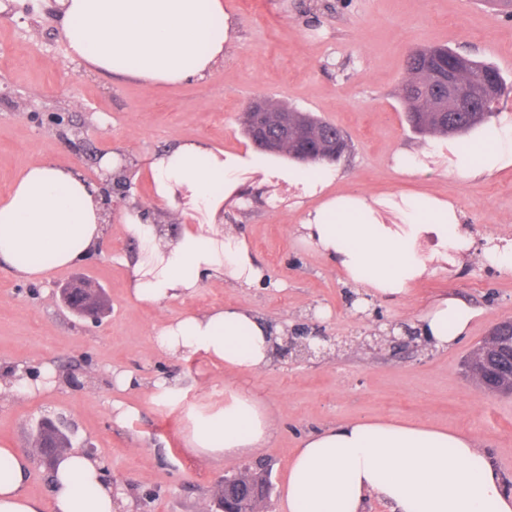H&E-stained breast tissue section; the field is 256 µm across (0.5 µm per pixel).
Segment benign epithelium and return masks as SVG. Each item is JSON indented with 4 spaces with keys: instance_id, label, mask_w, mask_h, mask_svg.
Returning a JSON list of instances; mask_svg holds the SVG:
<instances>
[{
    "instance_id": "1",
    "label": "benign epithelium",
    "mask_w": 512,
    "mask_h": 512,
    "mask_svg": "<svg viewBox=\"0 0 512 512\" xmlns=\"http://www.w3.org/2000/svg\"><path fill=\"white\" fill-rule=\"evenodd\" d=\"M446 54L443 62L434 69L436 80L430 81L434 92L448 98V110L459 112L475 111L472 98L462 91V81L454 72ZM244 115L252 125L255 144L274 153H289L297 160L306 162L313 151L300 149L292 145V140L300 133L294 128L295 118L288 112L273 107L266 99L254 97L244 107ZM63 303L80 317L96 320L104 311L103 289L90 281L80 278L61 292ZM328 337L317 328H295L285 336L278 347L279 354L285 356L294 350L308 357L324 353L323 343ZM512 362V318L495 324L488 336L479 344L466 360V370L473 381L484 392L491 395H512V368L506 362ZM34 447L41 459L53 464L56 458L71 446V436L55 421L45 418L40 421L36 432ZM270 476L261 473V478L253 477L243 481L238 477L222 480L218 485L214 507L216 512H257L260 502L268 498Z\"/></svg>"
}]
</instances>
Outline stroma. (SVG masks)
<instances>
[{"mask_svg": "<svg viewBox=\"0 0 512 512\" xmlns=\"http://www.w3.org/2000/svg\"><path fill=\"white\" fill-rule=\"evenodd\" d=\"M237 20L223 65L204 82L148 87L90 71L72 60L60 34L56 0H0V200L21 169L35 161L74 165L90 181L103 154L143 164L154 151L202 138L223 148L247 145L239 117L246 101L263 97L335 124L352 148L338 161V188L366 194L431 191L453 198L476 240L512 238V168L487 179L433 173L407 176L391 162L401 148L418 150L429 137L404 120L400 90L406 55L414 47L444 45L494 64L512 84V18L478 0H226ZM106 241L88 262L50 272L40 282L17 279L0 260V373L25 367L54 386L33 395H0V445L30 447L38 422L62 417L73 447L103 464V477L120 487L119 512H205L217 482L263 468L272 489L266 512H287L280 487L301 439L345 420L390 419L448 428L472 436L512 487V396H491L465 373L469 354L500 320L512 318V274L477 260L456 274L442 271L417 284L409 297L371 300L356 313L335 267L299 242L298 212L252 206L226 216L281 289L207 283L190 297L162 304L135 301L128 292L137 245L121 224L124 209L167 214L153 202L148 180L113 190ZM99 284L107 298L100 322L63 307L59 290L74 278ZM458 296L478 314L468 336L442 351L421 339L367 348L366 336L408 323L417 308L442 295ZM250 309L266 321L319 324L335 337L324 357L273 355L262 372L240 375L207 356H171L151 342L165 321L211 307ZM134 382L116 385L113 375ZM179 377V397H154L153 381ZM254 394L277 426L268 447L240 457L199 459L187 445L189 417L223 408L224 392ZM132 407L116 423L113 403Z\"/></svg>", "mask_w": 512, "mask_h": 512, "instance_id": "35a3bbf8", "label": "stroma"}]
</instances>
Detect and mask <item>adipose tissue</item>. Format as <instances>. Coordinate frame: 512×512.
Returning <instances> with one entry per match:
<instances>
[{"mask_svg": "<svg viewBox=\"0 0 512 512\" xmlns=\"http://www.w3.org/2000/svg\"><path fill=\"white\" fill-rule=\"evenodd\" d=\"M70 57L101 74L152 86L205 79L223 64L235 38L224 0H58ZM393 166L417 176L434 171L463 179L490 178L512 167V116L479 129L469 145L433 143L398 150ZM155 203L178 215V229L147 221L138 208L122 217L139 249L130 262L132 297L159 304L194 294L204 283L228 280L269 288L243 235L225 230L224 217L246 205L244 185L289 192L301 213L298 238L376 300L406 297L437 270L479 257L512 273V239L476 242L459 206L441 195L399 192L369 196L332 193L339 168L299 165L253 150H224L186 140L153 152L144 163ZM97 190L75 168L27 165L0 201V259L35 281L50 270L88 261L104 237ZM477 315L455 296H440L415 313L413 327L429 346L447 349L466 336ZM284 334L255 313L214 308L164 322L152 339L173 356L197 354L226 369L256 374L266 368ZM273 420L257 398L238 388L222 410L192 417L188 443L201 459L235 457L265 447ZM28 459L0 448V512H116L120 489L106 483L101 463L66 451L52 471L51 497L24 490ZM287 512H363L368 498L393 512H512V489L471 436L425 424L355 420L310 433L288 464L282 488Z\"/></svg>", "mask_w": 512, "mask_h": 512, "instance_id": "adipose-tissue-1", "label": "adipose tissue"}]
</instances>
